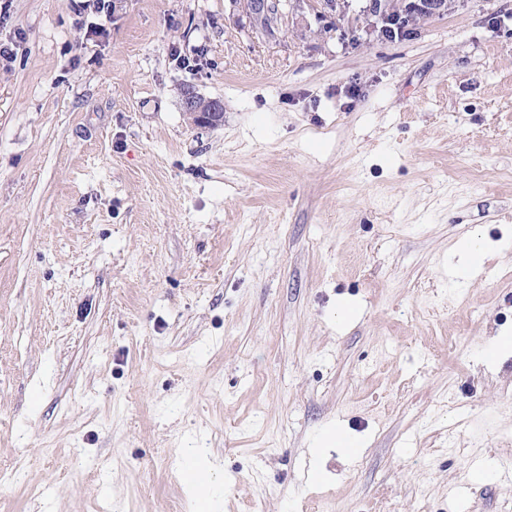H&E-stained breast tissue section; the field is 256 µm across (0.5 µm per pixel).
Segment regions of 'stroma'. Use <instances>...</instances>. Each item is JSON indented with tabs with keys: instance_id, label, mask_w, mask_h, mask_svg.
Returning <instances> with one entry per match:
<instances>
[{
	"instance_id": "obj_1",
	"label": "stroma",
	"mask_w": 512,
	"mask_h": 512,
	"mask_svg": "<svg viewBox=\"0 0 512 512\" xmlns=\"http://www.w3.org/2000/svg\"><path fill=\"white\" fill-rule=\"evenodd\" d=\"M368 4L0 0V512H512V0ZM182 100L185 112L194 124L217 127L224 122V104L220 100L204 98L191 88L183 92Z\"/></svg>"
}]
</instances>
